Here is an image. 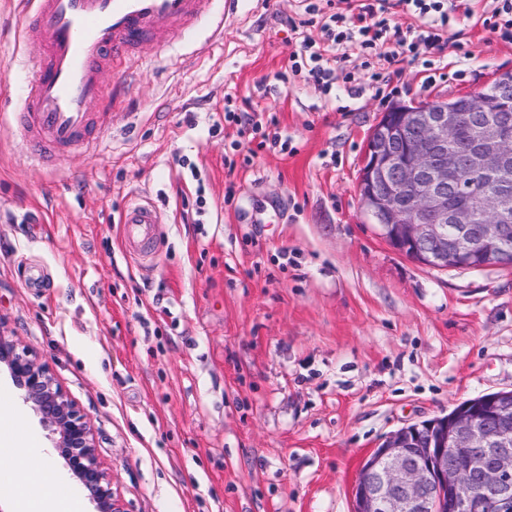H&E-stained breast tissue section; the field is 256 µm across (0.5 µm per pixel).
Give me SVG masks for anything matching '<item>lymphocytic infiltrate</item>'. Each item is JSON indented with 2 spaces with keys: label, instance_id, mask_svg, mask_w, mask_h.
Segmentation results:
<instances>
[{
  "label": "lymphocytic infiltrate",
  "instance_id": "1",
  "mask_svg": "<svg viewBox=\"0 0 512 512\" xmlns=\"http://www.w3.org/2000/svg\"><path fill=\"white\" fill-rule=\"evenodd\" d=\"M303 18L291 21L296 47L289 54L281 83L292 75L305 73L323 94H330L336 81L350 83L346 70L347 47H354L362 60L368 86L384 92L393 77L402 75L406 66L435 64V56L445 46L446 34L457 16L481 22L496 37L512 42V0H495L492 10L478 12L473 0H303ZM324 14L320 37L307 30L309 16ZM412 16L402 25L398 14ZM224 120L248 140L277 145L288 138L278 132L275 116L259 118L242 109H225Z\"/></svg>",
  "mask_w": 512,
  "mask_h": 512
}]
</instances>
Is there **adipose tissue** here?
Returning a JSON list of instances; mask_svg holds the SVG:
<instances>
[{"instance_id":"1","label":"adipose tissue","mask_w":512,"mask_h":512,"mask_svg":"<svg viewBox=\"0 0 512 512\" xmlns=\"http://www.w3.org/2000/svg\"><path fill=\"white\" fill-rule=\"evenodd\" d=\"M0 484L12 494L16 512H82L75 499L57 492V476L44 454L26 446L0 456Z\"/></svg>"}]
</instances>
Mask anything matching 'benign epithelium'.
I'll list each match as a JSON object with an SVG mask.
<instances>
[{
    "instance_id": "obj_1",
    "label": "benign epithelium",
    "mask_w": 512,
    "mask_h": 512,
    "mask_svg": "<svg viewBox=\"0 0 512 512\" xmlns=\"http://www.w3.org/2000/svg\"><path fill=\"white\" fill-rule=\"evenodd\" d=\"M493 178L450 194L463 172ZM512 71L487 94L401 103L368 137L359 195L379 235L441 269L512 262ZM0 364L24 391L96 512H124L95 452L91 425L49 367L0 330ZM512 390L458 404L390 433L353 488L352 512H512Z\"/></svg>"
}]
</instances>
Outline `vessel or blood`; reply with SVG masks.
I'll list each match as a JSON object with an SVG mask.
<instances>
[{"label":"vessel or blood","instance_id":"1","mask_svg":"<svg viewBox=\"0 0 512 512\" xmlns=\"http://www.w3.org/2000/svg\"><path fill=\"white\" fill-rule=\"evenodd\" d=\"M238 0H23L24 40L36 43L41 63L21 89L11 125L32 158L48 163L78 146H97L112 125L105 72L125 73L145 45L168 47L201 19L212 43L224 40V18ZM156 206L132 200L121 238L133 257L151 255L157 242Z\"/></svg>","mask_w":512,"mask_h":512}]
</instances>
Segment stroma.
I'll use <instances>...</instances> for the list:
<instances>
[{"mask_svg": "<svg viewBox=\"0 0 512 512\" xmlns=\"http://www.w3.org/2000/svg\"><path fill=\"white\" fill-rule=\"evenodd\" d=\"M18 2L0 0V328L82 409L125 512H351L388 434L512 389V264L418 263L379 235L358 192L383 112L489 87L512 68V44L464 20L442 77L410 67L379 96L355 60L328 102L275 78L299 0H239L223 45L204 22L167 49L145 46L153 63L127 92L108 74V144L37 170L7 125L40 63ZM228 93L276 115L290 151L227 171L239 141ZM135 198L160 213L144 261L119 233ZM4 395L21 420L0 438L48 450L60 489L94 512L0 370Z\"/></svg>", "mask_w": 512, "mask_h": 512, "instance_id": "35a3bbf8", "label": "stroma"}]
</instances>
